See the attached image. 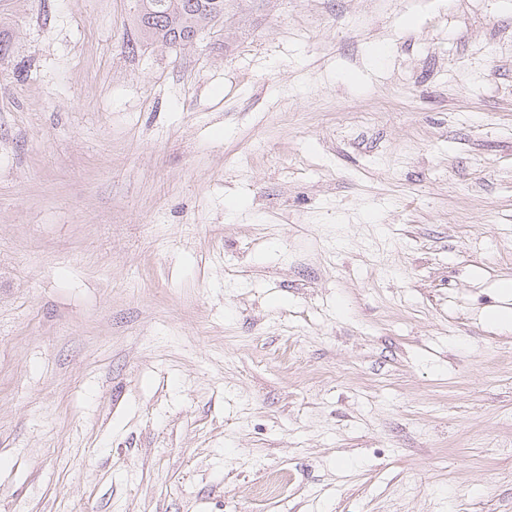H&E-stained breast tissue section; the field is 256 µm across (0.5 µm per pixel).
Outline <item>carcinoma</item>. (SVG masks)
Segmentation results:
<instances>
[{
	"instance_id": "obj_1",
	"label": "carcinoma",
	"mask_w": 512,
	"mask_h": 512,
	"mask_svg": "<svg viewBox=\"0 0 512 512\" xmlns=\"http://www.w3.org/2000/svg\"><path fill=\"white\" fill-rule=\"evenodd\" d=\"M130 50L142 43L171 46L189 42L224 13L227 0H137Z\"/></svg>"
}]
</instances>
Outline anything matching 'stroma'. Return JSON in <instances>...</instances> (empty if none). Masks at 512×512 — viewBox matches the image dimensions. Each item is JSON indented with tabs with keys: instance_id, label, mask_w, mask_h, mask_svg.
<instances>
[{
	"instance_id": "1",
	"label": "stroma",
	"mask_w": 512,
	"mask_h": 512,
	"mask_svg": "<svg viewBox=\"0 0 512 512\" xmlns=\"http://www.w3.org/2000/svg\"><path fill=\"white\" fill-rule=\"evenodd\" d=\"M135 4L0 0V512H512V0ZM133 31L127 48L141 43L180 47L208 28L215 17L224 15L227 0H137ZM174 44V45H173ZM131 45V47H130Z\"/></svg>"
}]
</instances>
